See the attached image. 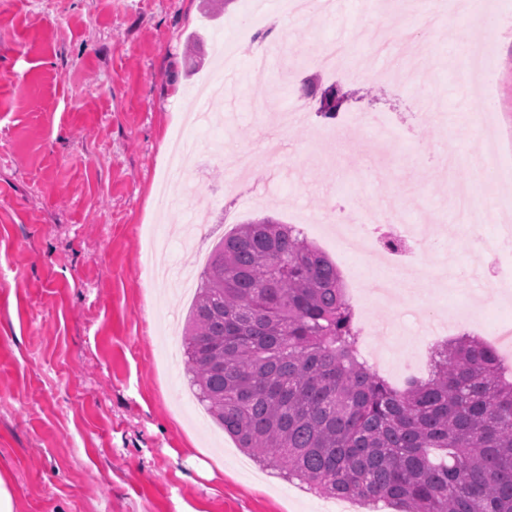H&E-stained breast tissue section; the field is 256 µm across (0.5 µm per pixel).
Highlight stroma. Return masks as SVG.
<instances>
[{"mask_svg": "<svg viewBox=\"0 0 512 512\" xmlns=\"http://www.w3.org/2000/svg\"><path fill=\"white\" fill-rule=\"evenodd\" d=\"M452 11L451 0L439 13L432 0H389L376 14L369 0H340L335 14L308 0L297 16L286 0H268L259 14L251 0H227L213 16L205 0H0V475L14 512H367L270 473L212 422L193 419L175 392L185 367L163 356L190 303L148 272L191 265L185 228L207 226L210 249L232 224H292L300 212L307 236L335 255L321 221L331 205L348 224L384 206L405 224L457 226L452 199L469 181L478 140L464 124L476 108L463 69L486 39L465 37L478 24ZM430 12L428 30L420 17ZM387 16L410 36L396 60L367 40ZM254 17L265 27L279 19L287 41L249 40ZM339 39L356 76L300 61ZM220 50L237 80L197 135V194L159 211L173 133ZM260 50L270 66L259 72ZM395 62L430 85L437 120L418 121L411 88L385 77ZM493 63L490 126L512 164V22L501 26ZM312 76L343 94L340 119L390 121L396 139L355 131L320 141L333 125L302 92ZM283 102L304 119L278 156H262ZM241 149L259 154L242 175L233 161ZM249 191L262 195L259 208L239 206ZM378 266L359 252L338 268L364 346L390 363L417 354V316L455 307L453 336L484 340L485 318L512 314L487 284L452 295L437 281L400 316L373 295Z\"/></svg>", "mask_w": 512, "mask_h": 512, "instance_id": "obj_1", "label": "stroma"}]
</instances>
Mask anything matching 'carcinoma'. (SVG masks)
Returning <instances> with one entry per match:
<instances>
[{
    "label": "carcinoma",
    "mask_w": 512,
    "mask_h": 512,
    "mask_svg": "<svg viewBox=\"0 0 512 512\" xmlns=\"http://www.w3.org/2000/svg\"><path fill=\"white\" fill-rule=\"evenodd\" d=\"M336 263L261 218L211 251L183 331L190 389L263 466L397 512H512V380L464 334L428 378L372 372Z\"/></svg>",
    "instance_id": "cac0c4a2"
}]
</instances>
